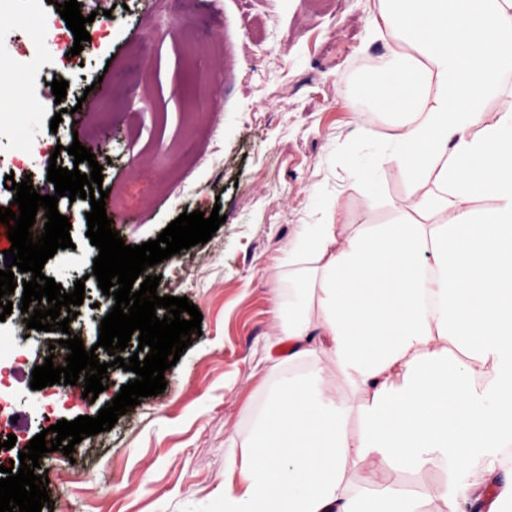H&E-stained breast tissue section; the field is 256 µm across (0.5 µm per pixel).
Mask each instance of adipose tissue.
Returning a JSON list of instances; mask_svg holds the SVG:
<instances>
[{
  "label": "adipose tissue",
  "mask_w": 512,
  "mask_h": 512,
  "mask_svg": "<svg viewBox=\"0 0 512 512\" xmlns=\"http://www.w3.org/2000/svg\"><path fill=\"white\" fill-rule=\"evenodd\" d=\"M379 2L375 26L404 53L369 79V103L397 130L382 165L415 190L345 240L332 222L306 234L294 251L309 285L280 322L289 359L323 348L361 393V432L347 434L319 366L289 377L243 442L224 512H473L490 488L487 512L512 502L498 477L512 447V108L486 113L512 72V0ZM388 462L464 469L469 488L351 491L349 471Z\"/></svg>",
  "instance_id": "adipose-tissue-1"
}]
</instances>
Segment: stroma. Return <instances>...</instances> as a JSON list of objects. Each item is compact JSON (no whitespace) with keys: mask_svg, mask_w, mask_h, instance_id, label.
<instances>
[{"mask_svg":"<svg viewBox=\"0 0 512 512\" xmlns=\"http://www.w3.org/2000/svg\"><path fill=\"white\" fill-rule=\"evenodd\" d=\"M93 44L62 56L52 38L35 40L39 18L18 24L0 13V57L34 45L35 59L69 83L58 128L43 106L52 90L33 87L29 70L0 81V207L13 193L5 175L23 173L34 189L47 168L87 172L67 152L72 141L103 166V188L120 193L135 175L160 189L147 200L106 203L126 243L156 239L183 212L219 209L226 220L207 243L151 267L158 295L188 298L203 315L179 361L164 373V393L142 399L111 430L84 438L73 456L40 460L51 499L70 512H224L227 458L254 428L269 394L305 364L288 359L278 312L287 311L302 275L291 248L308 224H325L342 207V235L360 224H384L410 193L399 173L376 160L394 151L395 129L375 112L353 111L356 83L388 54L391 42L373 24L379 0H192L203 43L191 47L168 0H80ZM148 82L137 94L138 72ZM210 118L193 165L167 154L195 130L193 113ZM79 263L43 272L64 291L83 280L85 297L72 334L98 341L106 315L91 275L99 251L86 232L83 199L61 197ZM315 362L324 385L347 413V431L361 429V395L325 354ZM109 387L96 400L67 391L55 419L96 416L134 379L108 368ZM92 484L69 483L71 468Z\"/></svg>","mask_w":512,"mask_h":512,"instance_id":"35a3bbf8","label":"stroma"}]
</instances>
